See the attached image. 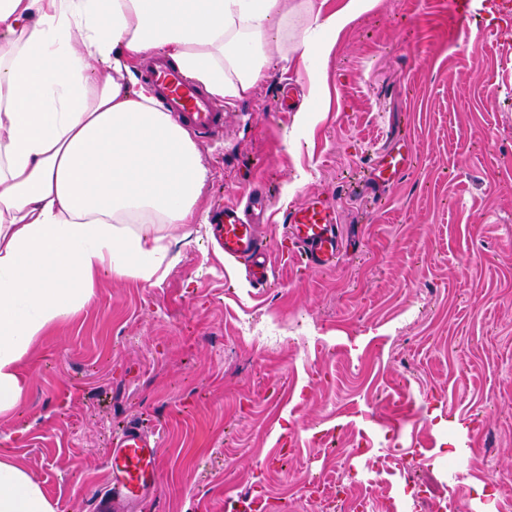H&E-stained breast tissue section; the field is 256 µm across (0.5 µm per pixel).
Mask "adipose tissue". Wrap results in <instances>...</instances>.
<instances>
[{"label":"adipose tissue","instance_id":"1","mask_svg":"<svg viewBox=\"0 0 512 512\" xmlns=\"http://www.w3.org/2000/svg\"><path fill=\"white\" fill-rule=\"evenodd\" d=\"M376 0H0V414L19 408L38 337L94 297L102 274L159 284L165 230L199 220L207 169L188 130L132 87L166 53L219 100L266 76L302 15L310 98L337 34ZM0 512H55L0 448Z\"/></svg>","mask_w":512,"mask_h":512}]
</instances>
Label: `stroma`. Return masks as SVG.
I'll return each mask as SVG.
<instances>
[{"mask_svg":"<svg viewBox=\"0 0 512 512\" xmlns=\"http://www.w3.org/2000/svg\"><path fill=\"white\" fill-rule=\"evenodd\" d=\"M283 52L289 68L226 105L223 135L196 137L202 221L171 229L163 282L102 276L24 361L0 443L56 512H93L130 418L161 443L139 512H226L246 493L266 512H325L302 489L336 475L328 430L366 445L352 495L393 496L399 512H425L426 485L447 512L512 504V30L456 31L448 0H378L337 36L301 125L277 105L285 82L308 96L309 71L298 40ZM403 142L408 173L365 191L372 159ZM257 183L274 202L259 289L207 223ZM313 197L337 207L331 269L281 255L283 214ZM252 319L288 325L287 345L240 333ZM416 453L423 468L407 470ZM462 454L465 499L448 490Z\"/></svg>","mask_w":512,"mask_h":512,"instance_id":"stroma-1","label":"stroma"}]
</instances>
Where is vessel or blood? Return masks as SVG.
Wrapping results in <instances>:
<instances>
[{
  "label": "vessel or blood",
  "instance_id": "vessel-or-blood-1",
  "mask_svg": "<svg viewBox=\"0 0 512 512\" xmlns=\"http://www.w3.org/2000/svg\"><path fill=\"white\" fill-rule=\"evenodd\" d=\"M142 73L163 110L188 130L206 136L223 134V109L171 59L151 57ZM410 162L409 151L385 152L372 167L370 179L374 185L384 186L403 176ZM272 207L270 194L256 189L245 204L217 206L211 219L218 249L226 258L242 264L251 284L259 288L269 283V247L258 235L257 227L268 221ZM284 224L292 254L307 267L335 266L343 252V241L333 203L310 199L289 209ZM159 452L160 441L155 433L146 431L139 420L125 422L112 438L108 459L111 479L105 500L128 505L144 501L160 479Z\"/></svg>",
  "mask_w": 512,
  "mask_h": 512
}]
</instances>
